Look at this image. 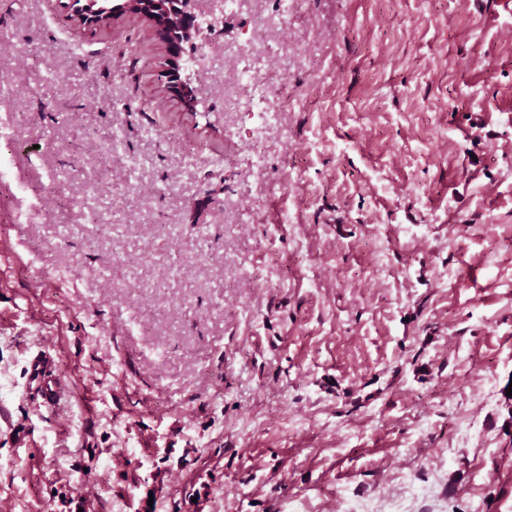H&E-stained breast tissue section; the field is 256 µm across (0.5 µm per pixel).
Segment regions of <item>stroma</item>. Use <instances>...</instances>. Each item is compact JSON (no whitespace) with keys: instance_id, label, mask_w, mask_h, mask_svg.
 <instances>
[{"instance_id":"1","label":"stroma","mask_w":512,"mask_h":512,"mask_svg":"<svg viewBox=\"0 0 512 512\" xmlns=\"http://www.w3.org/2000/svg\"><path fill=\"white\" fill-rule=\"evenodd\" d=\"M76 8L0 0V512H512V11L248 0L192 115L145 16ZM224 56L229 57L230 62V69L224 77L225 89L231 88L239 97L248 98L253 112H268L270 89L262 82L264 57L247 43L225 46Z\"/></svg>"}]
</instances>
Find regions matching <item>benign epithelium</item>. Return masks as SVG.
Returning a JSON list of instances; mask_svg holds the SVG:
<instances>
[{
	"label": "benign epithelium",
	"mask_w": 512,
	"mask_h": 512,
	"mask_svg": "<svg viewBox=\"0 0 512 512\" xmlns=\"http://www.w3.org/2000/svg\"><path fill=\"white\" fill-rule=\"evenodd\" d=\"M149 4L163 15L171 55L170 71L178 77L172 89L179 95L187 109L195 112L198 100L187 71L195 67L196 57L185 52L184 44L194 39L207 40L206 28L203 27L197 15L187 10L188 0H179V7L176 9L172 8L168 0H149Z\"/></svg>",
	"instance_id": "7a95c632"
}]
</instances>
